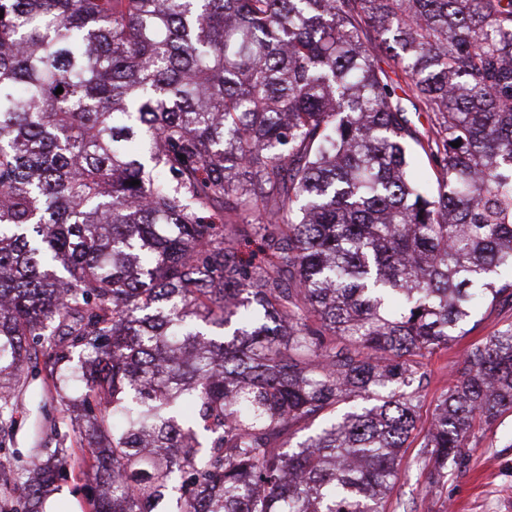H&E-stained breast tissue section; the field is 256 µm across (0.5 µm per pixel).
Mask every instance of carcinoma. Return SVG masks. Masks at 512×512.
<instances>
[{"label":"carcinoma","instance_id":"obj_1","mask_svg":"<svg viewBox=\"0 0 512 512\" xmlns=\"http://www.w3.org/2000/svg\"><path fill=\"white\" fill-rule=\"evenodd\" d=\"M0 12V512L69 471L7 448L41 355L90 512H388L422 359L512 304V0ZM506 413L511 322L432 412L431 483Z\"/></svg>","mask_w":512,"mask_h":512}]
</instances>
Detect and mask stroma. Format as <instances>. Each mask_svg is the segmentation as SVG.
Returning <instances> with one entry per match:
<instances>
[{
  "label": "stroma",
  "mask_w": 512,
  "mask_h": 512,
  "mask_svg": "<svg viewBox=\"0 0 512 512\" xmlns=\"http://www.w3.org/2000/svg\"><path fill=\"white\" fill-rule=\"evenodd\" d=\"M512 322V307H497L480 316L463 343L424 358L428 385L420 408V428H427L440 396L452 386L465 346L485 340L503 324ZM67 431L64 405L41 373L29 374L19 397L14 446L20 451L35 447L36 425ZM466 468L450 471L439 485H430L426 449L407 448L389 499V512H512V415L469 441Z\"/></svg>",
  "instance_id": "35a3bbf8"
}]
</instances>
